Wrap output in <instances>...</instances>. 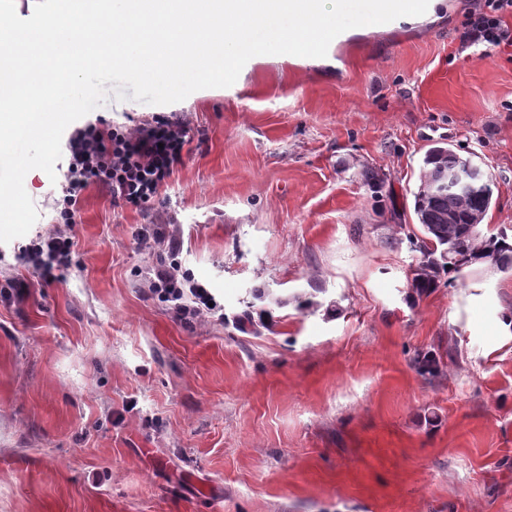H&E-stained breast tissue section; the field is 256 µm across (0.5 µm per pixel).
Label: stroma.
<instances>
[{
  "label": "stroma",
  "mask_w": 512,
  "mask_h": 512,
  "mask_svg": "<svg viewBox=\"0 0 512 512\" xmlns=\"http://www.w3.org/2000/svg\"><path fill=\"white\" fill-rule=\"evenodd\" d=\"M475 2L253 57L178 103L108 98L85 122L191 123L150 210L92 187L60 228L67 159L27 173L38 219L0 243V512H512V271L410 288L433 144L489 177L484 230L512 226V46L461 50ZM156 228L222 314L187 323L149 293ZM59 229L76 252L47 285L18 249ZM247 299L268 326L230 324Z\"/></svg>",
  "instance_id": "1"
}]
</instances>
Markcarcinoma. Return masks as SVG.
I'll use <instances>...</instances> for the list:
<instances>
[{"instance_id": "carcinoma-1", "label": "carcinoma", "mask_w": 512, "mask_h": 512, "mask_svg": "<svg viewBox=\"0 0 512 512\" xmlns=\"http://www.w3.org/2000/svg\"><path fill=\"white\" fill-rule=\"evenodd\" d=\"M465 159L452 149L443 146L430 148L419 171V183L425 185L444 169L461 167ZM458 210L487 214L492 203V188L486 182L455 197ZM415 214L422 227L424 240L418 246L421 258L414 271V287L422 294L437 287L442 276L451 272L460 273L478 262H488L502 272L512 271V244L509 243L508 228L501 227L495 233H467L461 225L445 220L448 213V197L415 193ZM264 311H256L255 304L246 303V309L235 319L238 327L255 328L265 325ZM414 366L425 379L440 371V359L431 352L419 353Z\"/></svg>"}]
</instances>
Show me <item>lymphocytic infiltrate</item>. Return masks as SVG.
<instances>
[{
    "label": "lymphocytic infiltrate",
    "mask_w": 512,
    "mask_h": 512,
    "mask_svg": "<svg viewBox=\"0 0 512 512\" xmlns=\"http://www.w3.org/2000/svg\"><path fill=\"white\" fill-rule=\"evenodd\" d=\"M508 10L512 0H484L465 26L462 48L512 46V30L502 23V14ZM189 131V122L178 116L131 128L90 123L78 129L69 140L68 180L62 189L58 223L80 222L81 198L91 187L107 193L116 207L143 211L153 206L190 153ZM144 242L162 255L148 279L149 291L179 319L193 322L211 316L214 297L179 261L180 239L157 230ZM73 247L72 238L51 233L21 247L19 257L51 282L57 271L68 267Z\"/></svg>",
    "instance_id": "1"
}]
</instances>
